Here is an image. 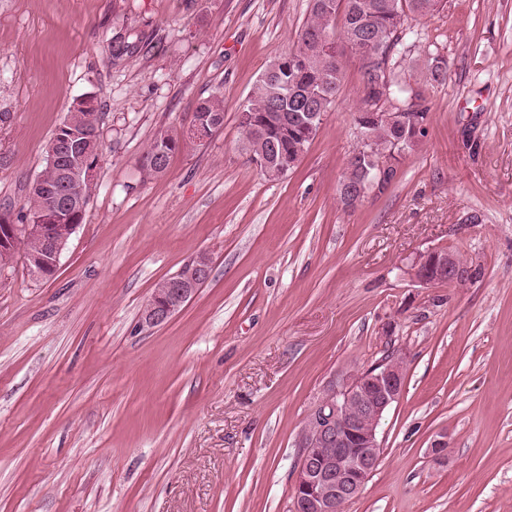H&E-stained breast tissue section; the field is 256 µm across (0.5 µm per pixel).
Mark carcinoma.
<instances>
[{"label":"carcinoma","mask_w":512,"mask_h":512,"mask_svg":"<svg viewBox=\"0 0 512 512\" xmlns=\"http://www.w3.org/2000/svg\"><path fill=\"white\" fill-rule=\"evenodd\" d=\"M443 0H310V13L296 33L295 47L271 61L250 96L242 104L239 126L243 136V149L251 160H266L290 170L288 161L298 152H307L317 135L321 117L336 102L340 91L344 57L353 42L371 44L389 52L388 71L391 100L377 108L380 117L368 120L364 113L374 108L372 102V74L361 66L362 96L353 117L354 127L360 129L364 139L357 140L353 151L360 153L355 163L344 165L339 186L350 191L366 187L369 171L375 161L386 158L397 161L407 150L419 142L416 128L430 119L429 108L408 111V101L422 92L411 83L398 78L397 60L408 21L438 11ZM448 66L441 58H434L425 76V83L440 84L446 80ZM212 119L210 130L224 126V98L218 94L200 100L193 117ZM98 110L90 100H83L70 110L62 125L86 136L98 137ZM186 141L176 129H161L141 156V168L149 175L165 173L167 167L155 166L154 160L171 156L185 146ZM77 156L61 159L54 165L43 166L39 178L43 188L29 192L26 203L17 215L20 224L43 211L50 194L60 185L63 172ZM94 188L85 185L78 190L82 204L78 211L63 214L53 224L62 235L69 225L83 221ZM23 249L31 261L43 252V240L20 234L11 243V251Z\"/></svg>","instance_id":"carcinoma-1"}]
</instances>
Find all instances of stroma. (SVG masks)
<instances>
[{"instance_id":"1","label":"stroma","mask_w":512,"mask_h":512,"mask_svg":"<svg viewBox=\"0 0 512 512\" xmlns=\"http://www.w3.org/2000/svg\"><path fill=\"white\" fill-rule=\"evenodd\" d=\"M309 0H0V214L16 216L76 99L101 112L97 188L55 276L0 266V512H290L299 434L328 386L397 353L402 397L342 512H512V0L412 20L402 77L428 134L343 208L361 64L278 180L238 112ZM224 96V127L147 175L162 128ZM457 253L464 283L416 258ZM209 281L165 324L155 285L195 253ZM444 442L446 457L432 447ZM441 251L448 252V254ZM441 251L431 250L418 258L413 268L416 279L426 285L444 284L447 282L448 285H453L460 278L461 272L459 268H461L463 277L459 282L466 281L469 278L467 267L460 258L447 250L442 249ZM448 263L459 268H451L448 266Z\"/></svg>"}]
</instances>
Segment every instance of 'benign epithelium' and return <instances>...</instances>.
I'll use <instances>...</instances> for the list:
<instances>
[{"mask_svg":"<svg viewBox=\"0 0 512 512\" xmlns=\"http://www.w3.org/2000/svg\"><path fill=\"white\" fill-rule=\"evenodd\" d=\"M77 133L58 132L49 159L55 161L67 149ZM81 169L64 180L61 193L49 200L54 210L76 209L79 198L71 181L96 183L98 162L90 152ZM47 217L40 213L25 232L41 237L45 244L44 262L55 267L62 254V244L47 231ZM212 257L200 252L179 270L164 279L156 289L152 305L141 313L143 325L154 328L169 321L197 294L209 280ZM414 275L426 285L455 284L460 269L448 266V254L431 250L414 264ZM405 362L391 357L362 372L347 374L333 383L325 398L305 423L298 442L299 460L293 483V512H340L342 505L359 496L376 469L381 444L378 428L388 408L404 391Z\"/></svg>","mask_w":512,"mask_h":512,"instance_id":"7a95c632","label":"benign epithelium"}]
</instances>
